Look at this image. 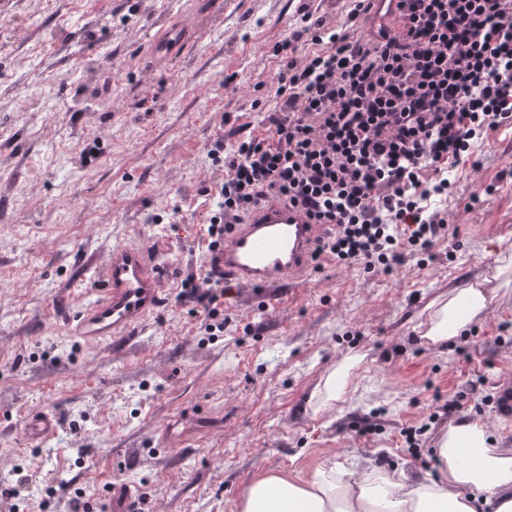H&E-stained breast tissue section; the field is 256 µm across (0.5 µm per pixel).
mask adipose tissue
Wrapping results in <instances>:
<instances>
[{
    "label": "adipose tissue",
    "mask_w": 512,
    "mask_h": 512,
    "mask_svg": "<svg viewBox=\"0 0 512 512\" xmlns=\"http://www.w3.org/2000/svg\"><path fill=\"white\" fill-rule=\"evenodd\" d=\"M493 298L483 278L439 294L425 339L436 346L467 332ZM434 454L433 477L371 466L352 474L328 459L306 479L263 474L239 512H512V448L495 444L483 418L449 426Z\"/></svg>",
    "instance_id": "ef3b65f1"
}]
</instances>
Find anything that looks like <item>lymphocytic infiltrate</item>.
Segmentation results:
<instances>
[{"mask_svg": "<svg viewBox=\"0 0 512 512\" xmlns=\"http://www.w3.org/2000/svg\"><path fill=\"white\" fill-rule=\"evenodd\" d=\"M369 0H348V26L309 6L274 48L278 86L267 134L225 151L209 249L232 220L274 194L331 232L318 252L345 266L392 270L447 238L451 169L512 125V0H400L396 29L356 36ZM315 44L303 54L300 44Z\"/></svg>", "mask_w": 512, "mask_h": 512, "instance_id": "1", "label": "lymphocytic infiltrate"}]
</instances>
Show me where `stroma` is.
<instances>
[{"label":"stroma","mask_w":512,"mask_h":512,"mask_svg":"<svg viewBox=\"0 0 512 512\" xmlns=\"http://www.w3.org/2000/svg\"><path fill=\"white\" fill-rule=\"evenodd\" d=\"M188 0H0V512L65 504L112 512L115 483L138 512H237L259 475L309 477L326 458L435 475L432 450L463 405L512 448L496 404L512 375V284L469 335L430 345L419 328L439 292L493 277L512 252V128L490 133L450 172L452 235L434 259L387 272L324 258L299 287L225 297L223 330L185 290L202 285L206 232L224 168L208 152L265 132L275 44L310 4L328 26L345 0H224L222 20L168 66L148 47ZM116 245L173 270L162 304L133 340L84 342L69 318L93 298L90 276ZM361 356L331 410L311 396ZM57 413V434L25 440L23 418ZM426 426L419 453L403 431Z\"/></svg>","instance_id":"1"}]
</instances>
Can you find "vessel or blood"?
Masks as SVG:
<instances>
[{"label": "vessel or blood", "instance_id": "vessel-or-blood-1", "mask_svg": "<svg viewBox=\"0 0 512 512\" xmlns=\"http://www.w3.org/2000/svg\"><path fill=\"white\" fill-rule=\"evenodd\" d=\"M191 34L187 25L160 31L149 49L151 58L183 54ZM328 227L309 223L287 200L270 196L256 203L224 236L213 257L224 271V285L241 288H279L298 285L313 263L312 255ZM166 269L146 250L114 246L92 280L95 299L70 323L72 331L94 343L131 336L161 303ZM59 426L55 413L36 411L22 424L26 438L43 442Z\"/></svg>", "mask_w": 512, "mask_h": 512}]
</instances>
